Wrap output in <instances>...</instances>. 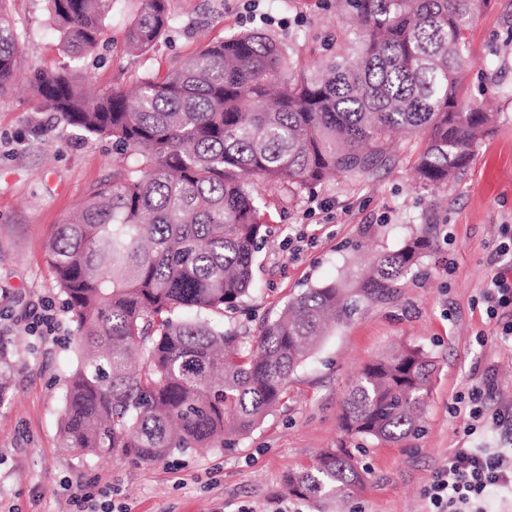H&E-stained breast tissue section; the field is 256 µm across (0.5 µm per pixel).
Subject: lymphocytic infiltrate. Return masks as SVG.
<instances>
[{"label": "lymphocytic infiltrate", "mask_w": 512, "mask_h": 512, "mask_svg": "<svg viewBox=\"0 0 512 512\" xmlns=\"http://www.w3.org/2000/svg\"><path fill=\"white\" fill-rule=\"evenodd\" d=\"M489 320L495 321L498 336L512 341V278L503 270L489 277L482 293ZM485 390L475 387L458 397L454 412L466 420L470 442L455 449L425 491L428 512H484L482 503L494 491L512 493V436L499 434L495 442L476 438L477 429L512 422V407L490 409Z\"/></svg>", "instance_id": "1"}]
</instances>
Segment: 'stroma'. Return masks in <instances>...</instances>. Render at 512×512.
I'll list each match as a JSON object with an SVG mask.
<instances>
[{
	"mask_svg": "<svg viewBox=\"0 0 512 512\" xmlns=\"http://www.w3.org/2000/svg\"><path fill=\"white\" fill-rule=\"evenodd\" d=\"M137 7L114 0L109 41L85 61L93 90L131 85L171 58L241 31L274 34L302 65L325 56L326 36L346 34L326 0H171L166 41L136 58L124 26ZM9 8L21 51L18 82L0 96V351L10 360L11 394L0 403V512H75L80 483L110 493L124 512H313L288 494L284 479L342 442L363 445L367 482L340 512H426L425 489L465 441V422L452 407L471 388L472 369L491 372V405L512 406V348L495 340L480 299L499 227L512 225V0H497L467 33L474 64L462 85L497 115L468 165L446 185L420 186L416 144L406 138L372 174L329 179L292 200L261 189L269 236L256 254L254 290L223 323L254 341L293 297L426 235L432 245L396 298L362 304L338 324L294 374L283 404L252 432L152 462L119 454L81 460L60 445L65 381L79 353L47 262L49 237L111 180L114 152L111 141L85 138L31 100L29 76L58 66L63 53L45 0H11ZM46 310L48 327L37 320ZM397 346L422 349L436 365L422 433L385 443L347 438L341 415L352 378Z\"/></svg>",
	"mask_w": 512,
	"mask_h": 512,
	"instance_id": "1",
	"label": "stroma"
}]
</instances>
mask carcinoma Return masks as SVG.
<instances>
[{
  "mask_svg": "<svg viewBox=\"0 0 512 512\" xmlns=\"http://www.w3.org/2000/svg\"><path fill=\"white\" fill-rule=\"evenodd\" d=\"M0 0V94L20 45ZM69 59L104 41L112 0H46ZM496 0H336L353 38L301 69L274 35L244 31L92 94L67 65L28 83L40 108L134 157L54 227L48 254L81 357L67 378L60 445L77 457L154 461L222 447L260 424L329 326L397 293L429 248L422 235L381 253L352 280L308 288L263 325L254 347L210 317L238 307L267 236L252 184L297 195L329 176L378 171L397 132L418 140L417 183H448L496 121L461 96L466 31ZM170 0H141L125 30L153 53ZM435 365L418 348L366 364L348 388L344 431L398 441L420 432ZM367 481L349 448L290 473L288 492L324 512Z\"/></svg>",
  "mask_w": 512,
  "mask_h": 512,
  "instance_id": "carcinoma-1",
  "label": "carcinoma"
}]
</instances>
